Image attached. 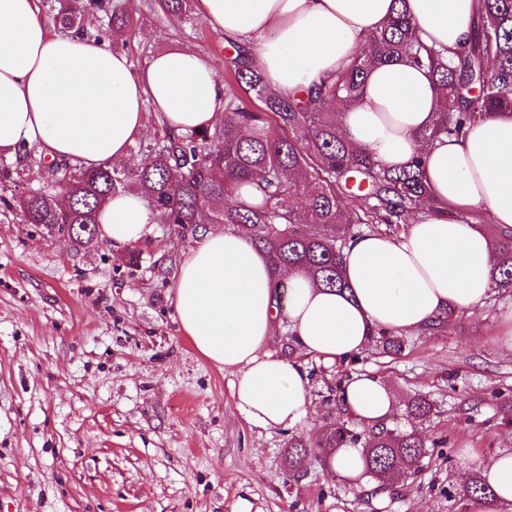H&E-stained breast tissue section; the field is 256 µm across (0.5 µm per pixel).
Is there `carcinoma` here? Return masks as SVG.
<instances>
[{"label":"carcinoma","instance_id":"carcinoma-1","mask_svg":"<svg viewBox=\"0 0 512 512\" xmlns=\"http://www.w3.org/2000/svg\"><path fill=\"white\" fill-rule=\"evenodd\" d=\"M165 14H185L191 0H159ZM104 13L107 26L123 25L124 15L112 0H67L57 13L65 29L84 35V13ZM481 25L472 40L447 58L421 38L404 10L395 11L386 26L370 34L364 52L332 79L312 85L307 97L279 98L266 86L250 51L234 47L226 66L234 79L259 102L257 109L229 99L225 112L210 128L168 135L148 163L126 169L106 164L84 171L69 161L52 160L44 172L57 173L61 206L54 191L21 192L16 203L25 220L40 224L78 243L96 229L102 206L119 191L135 190L157 213L160 223L180 233L195 234L205 224H222L246 235L274 256L273 273L289 266L303 270L325 288L345 289L343 249L360 234L362 224H403L416 214L427 193L420 165L400 171L380 168L353 148L337 130L344 107L355 101L367 71L403 58L435 79L442 94L437 120L424 130L425 145L441 136L459 137L469 123L499 113L512 114V0H480ZM249 183L260 200L228 202L229 185ZM494 250L489 270L493 288L512 290V229H488ZM376 350L398 356L407 340L378 331ZM407 413L418 420L433 415L434 403L422 394L408 397ZM428 441L416 431L402 432L387 424L357 428L336 405L334 423L314 442L288 443V476L298 479L309 457L337 448H359L361 477L386 492L400 477L419 473L429 456ZM450 508L463 512L480 502L490 512L499 508L494 490L480 466H473L461 485H448Z\"/></svg>","mask_w":512,"mask_h":512}]
</instances>
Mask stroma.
Segmentation results:
<instances>
[{
    "label": "stroma",
    "instance_id": "1",
    "mask_svg": "<svg viewBox=\"0 0 512 512\" xmlns=\"http://www.w3.org/2000/svg\"><path fill=\"white\" fill-rule=\"evenodd\" d=\"M111 38L134 66L167 45L193 48L224 76L233 45L198 10L167 16L138 0ZM0 175V512H375L371 484L311 463L289 479L288 441L330 422L339 383L369 372L396 402L391 423L444 440L417 475L396 483L387 512H448L447 489L472 465L512 451V351L497 344L512 293L435 331L408 334L404 356L364 351L356 364L299 354L277 328L270 351L300 358L308 414L263 429L238 412L230 373L202 358L173 319L178 267L197 236L153 224L138 244L75 246L28 223ZM420 393L437 412L408 417Z\"/></svg>",
    "mask_w": 512,
    "mask_h": 512
}]
</instances>
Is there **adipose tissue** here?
Instances as JSON below:
<instances>
[{"label": "adipose tissue", "instance_id": "obj_1", "mask_svg": "<svg viewBox=\"0 0 512 512\" xmlns=\"http://www.w3.org/2000/svg\"><path fill=\"white\" fill-rule=\"evenodd\" d=\"M404 5L428 44L453 49L468 41L479 0ZM394 7V0H198L203 19L226 39L254 47L269 89L283 97L357 57ZM223 99L215 71L190 48L159 49L137 68L106 45L51 34L36 0H0L2 153L37 144L87 170L123 163L146 132V108L180 135L212 126ZM438 101L425 70L395 61L373 67L341 115L345 139L379 165L422 157L429 190L400 234L368 233L348 243L347 290L317 287L291 270L284 274L288 306L279 310L270 253L227 229L203 232L181 262L175 319L201 356L231 373L232 397L248 422L288 427L308 412L305 368L266 348L280 321L297 350L333 363L361 353L372 330H423L489 297L488 237L459 215L480 207L493 224L512 228V117L478 120L462 137L425 148L418 136L433 126ZM156 221L140 195L122 192L101 210L98 230L122 247L140 242ZM341 401L367 426L389 422L394 411L391 391L369 373L345 382Z\"/></svg>", "mask_w": 512, "mask_h": 512}]
</instances>
